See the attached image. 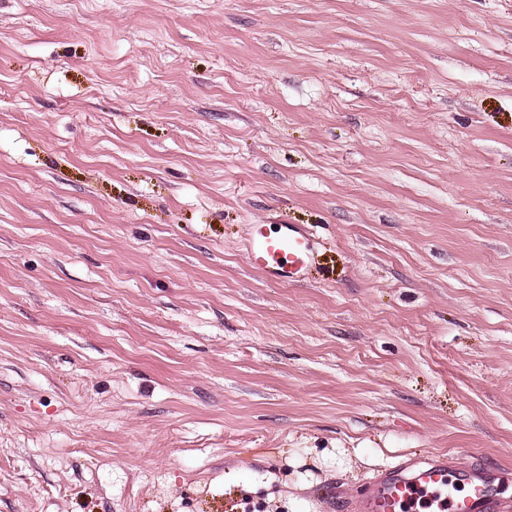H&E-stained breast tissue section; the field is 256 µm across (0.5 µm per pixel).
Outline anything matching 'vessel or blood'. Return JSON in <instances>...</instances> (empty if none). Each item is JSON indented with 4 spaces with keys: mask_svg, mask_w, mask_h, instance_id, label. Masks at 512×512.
Listing matches in <instances>:
<instances>
[{
    "mask_svg": "<svg viewBox=\"0 0 512 512\" xmlns=\"http://www.w3.org/2000/svg\"><path fill=\"white\" fill-rule=\"evenodd\" d=\"M251 265L269 280L298 281L315 260L313 235L296 224L275 232L257 225L245 243ZM504 469L474 462L461 467L446 456H431L369 483L359 512H512L500 498Z\"/></svg>",
    "mask_w": 512,
    "mask_h": 512,
    "instance_id": "1",
    "label": "vessel or blood"
}]
</instances>
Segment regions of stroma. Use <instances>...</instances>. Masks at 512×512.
Returning <instances> with one entry per match:
<instances>
[{
	"instance_id": "obj_1",
	"label": "stroma",
	"mask_w": 512,
	"mask_h": 512,
	"mask_svg": "<svg viewBox=\"0 0 512 512\" xmlns=\"http://www.w3.org/2000/svg\"><path fill=\"white\" fill-rule=\"evenodd\" d=\"M434 454L512 470V0H0V512H356ZM267 232L265 224L253 228L245 243L250 264L269 280L288 285L298 281L315 261L313 235L297 224H277Z\"/></svg>"
}]
</instances>
